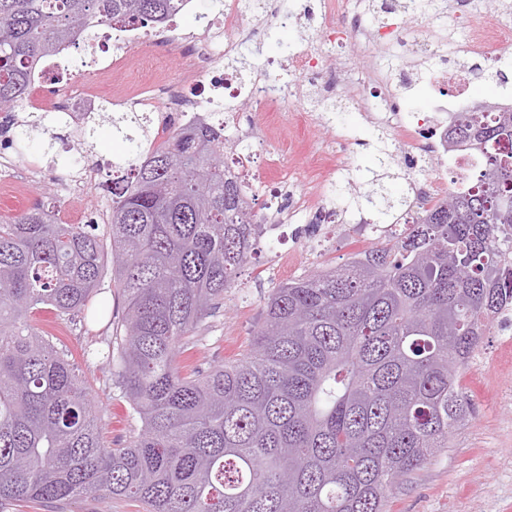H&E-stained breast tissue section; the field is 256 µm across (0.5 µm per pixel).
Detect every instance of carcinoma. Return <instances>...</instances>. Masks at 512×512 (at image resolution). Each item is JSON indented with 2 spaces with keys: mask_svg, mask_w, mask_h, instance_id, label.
<instances>
[{
  "mask_svg": "<svg viewBox=\"0 0 512 512\" xmlns=\"http://www.w3.org/2000/svg\"><path fill=\"white\" fill-rule=\"evenodd\" d=\"M188 0H0V106L102 24L164 26ZM485 140L469 184L420 211L382 183L356 195L403 228L325 271L275 284L246 352L199 370L194 330L261 242L224 130L112 126L127 143L111 221L40 203L0 224V503L124 497L142 512H384L396 483L473 415L460 370L512 309V112H459ZM124 311L104 359L142 421L103 442L90 382L28 323L72 322L105 279Z\"/></svg>",
  "mask_w": 512,
  "mask_h": 512,
  "instance_id": "1",
  "label": "carcinoma"
}]
</instances>
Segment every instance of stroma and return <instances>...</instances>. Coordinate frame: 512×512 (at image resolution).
I'll use <instances>...</instances> for the list:
<instances>
[{"label": "stroma", "instance_id": "1", "mask_svg": "<svg viewBox=\"0 0 512 512\" xmlns=\"http://www.w3.org/2000/svg\"><path fill=\"white\" fill-rule=\"evenodd\" d=\"M322 2L242 0L251 24H264L273 4L292 14L294 21L287 25H265L262 44L243 42L237 55L225 59V68L237 71L245 82L260 69L270 79L286 81L291 77L292 52L305 48L324 57V79H331L334 71L345 70L353 77L365 78L372 93L383 90L381 75L387 69L414 67L428 71V64L407 44L385 48L367 40L354 48L329 49L319 36ZM201 31L194 9L189 7L167 27L141 29V50L154 57L155 68L162 76L177 82L182 78L179 38ZM326 102V97L314 90H306L304 94L301 105L319 120L306 151L282 148L289 135L290 115L297 107L291 104L280 108L277 134L267 144L257 146V156H264L269 149L281 152L289 169L307 175L316 153L347 151L350 164L333 173L331 185L324 188L310 180L303 185L309 193L323 192L336 200L338 219L346 224L372 217L371 212L358 208L352 196L339 195V188L347 182L364 188L379 176L394 196H409L411 170L395 131L386 124L368 122L361 116L356 99L342 100L341 110L335 114L324 112ZM104 106L109 119L98 127L93 141V151L102 164L91 188L71 199H62L42 175L43 170L52 169L81 177L80 168L72 166L67 151V129H57L56 154L52 157L44 155L40 134H33L28 142L18 145V155L29 169L28 203L41 202L59 210L70 204L82 220L93 219L101 225L109 222L111 212L103 208L101 201L109 195L111 164L125 152L121 137L112 132L111 121L131 116L132 111L109 100ZM385 150L394 153L395 161L382 170L376 159ZM354 250V245L341 233L329 236L314 225L285 226L281 242L272 247L260 245L241 269L235 287L225 293L223 307L201 324L197 331L201 342L193 352L195 364L206 366L247 349L261 325L260 313L273 284L344 263ZM121 311V302L107 284L92 297L84 314L75 322L61 324L41 313L31 323L35 328L63 337L67 346L77 353L86 347L103 346ZM480 353L488 357V364L466 368L461 376L464 391L475 403L473 418L452 433L442 453L399 481L386 503V512H512V330L493 329L484 337ZM85 371L100 408L106 444L114 448L127 445L140 431V419L101 366L90 363Z\"/></svg>", "mask_w": 512, "mask_h": 512}]
</instances>
